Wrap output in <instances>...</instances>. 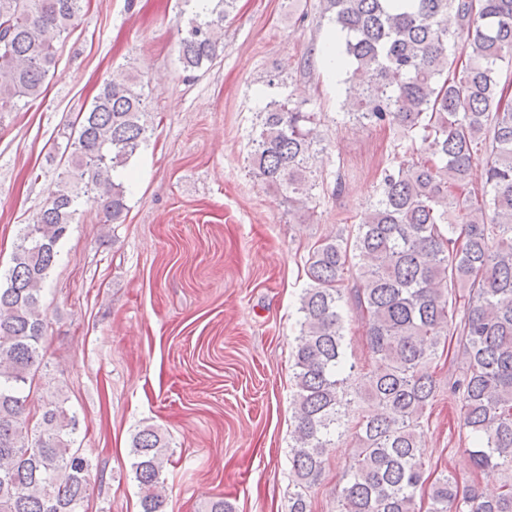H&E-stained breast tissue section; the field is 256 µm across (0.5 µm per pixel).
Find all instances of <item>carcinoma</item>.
Wrapping results in <instances>:
<instances>
[{
  "label": "carcinoma",
  "instance_id": "cac0c4a2",
  "mask_svg": "<svg viewBox=\"0 0 512 512\" xmlns=\"http://www.w3.org/2000/svg\"><path fill=\"white\" fill-rule=\"evenodd\" d=\"M83 2L0 0V113L45 92ZM217 2L222 9L188 20L178 47L186 71L211 66L223 46L233 0ZM319 2L334 24L347 114L398 128L410 159L383 169L356 234L309 250L292 353L288 512H311L327 449L349 434L357 449L336 512H416L419 497L427 512H512V79L502 68L512 63V0ZM143 89L137 75L115 71L77 116L60 179L20 229L0 285V512H83L92 462L74 447L76 415L59 399L31 409L47 333L42 294L81 203L99 207L108 224L123 222L118 171L149 139ZM318 124L317 113L272 98L250 155L254 176L307 218L319 184ZM347 306L364 328L366 364L348 357ZM450 339L464 363L451 389L472 465L505 474L493 492L425 468L423 420L437 390L430 364ZM130 456L140 512H167L165 436L138 430Z\"/></svg>",
  "mask_w": 512,
  "mask_h": 512
}]
</instances>
